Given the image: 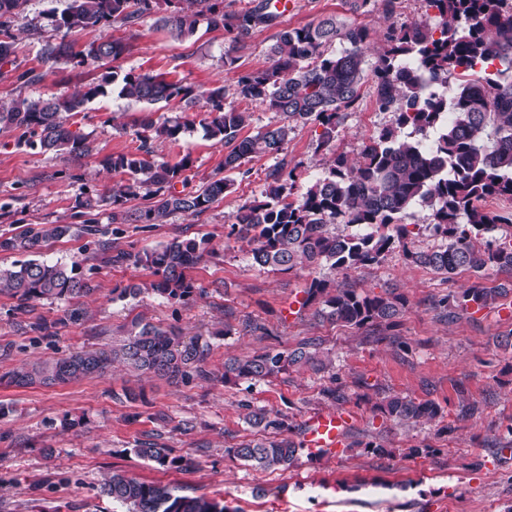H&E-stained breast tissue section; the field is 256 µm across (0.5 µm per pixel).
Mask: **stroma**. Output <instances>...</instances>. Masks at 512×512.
Masks as SVG:
<instances>
[{"label":"stroma","mask_w":512,"mask_h":512,"mask_svg":"<svg viewBox=\"0 0 512 512\" xmlns=\"http://www.w3.org/2000/svg\"><path fill=\"white\" fill-rule=\"evenodd\" d=\"M296 2L278 27L254 31L232 70L223 63L228 45L223 31L202 29L192 38L174 39L155 24L166 12L162 2L138 33L115 22L66 38L79 47L103 39L126 41L129 49L120 60L126 70L202 90L223 83L225 106L249 113L243 133L251 136L278 117L265 105L239 98L234 89L241 73L268 65L277 28L301 27L328 15L365 26L372 34L366 55L371 68L383 46V28L410 23L423 9L421 0H397L387 16L379 5L353 13L343 0ZM66 5L67 0H28L15 21L13 61L0 67V102L66 96L100 76L93 65H50L41 59L44 42L63 38L45 14ZM29 70L40 73L41 81L24 82L21 75ZM375 90L372 77H365L356 107L346 112L328 146L319 144L321 126H298L283 156L249 159L247 176L237 178L233 192L201 215L176 213L162 224H115L111 205L101 208L104 239L116 251L135 253L176 237H208L209 256L189 272L198 289L192 298L168 300L151 292L120 297L119 289L151 275L128 263H111L103 253L90 272L95 293L73 304L84 312L78 321L65 319L68 302L39 300L25 315L14 298L0 295V375L38 360L111 348L139 321L179 329L186 337L203 336L212 345L213 368L230 356L292 349L303 342L316 343L332 366L321 372L293 368L270 381L235 385H171L153 376L131 377L120 367L54 387L2 383L0 512H128L100 493L104 477L114 471L167 484L181 494L221 500L230 512H512V341L507 338L512 293L449 320L432 302L477 282L470 272H458L446 283L429 269L406 264L398 250L346 273L259 270L251 265L247 245L229 234L238 209L260 197L278 159L294 169L299 195L323 175L325 158L336 152L357 156L363 141L391 125V114L374 107ZM143 115L142 106L113 93L69 117V128L87 135L94 146L93 154L78 160L19 147L14 135L0 134V233H17L30 224L77 223L79 197L111 195L124 176L101 170L100 162L135 150ZM224 153L197 126L178 143H156L154 158L173 165L190 157L187 175L195 190L222 167ZM317 274L362 293L397 289L408 305L391 325L357 328L315 320L300 302ZM511 281L512 272L492 271L478 282L494 288ZM40 317L53 322L52 338H39L31 330ZM251 321L264 324L265 332L247 331ZM332 385L339 399L324 396V388ZM129 386L138 392L137 400L124 398ZM393 395L433 401L443 417L415 427L397 424L379 410ZM245 401L283 412L298 432L325 410H348L352 419L335 452L305 449L292 466L263 470L227 453L263 436L246 423ZM65 417L85 423L65 430L60 426ZM143 440L167 445L187 459V466L163 470L146 464L132 452ZM369 442L395 449V457L367 453Z\"/></svg>","instance_id":"stroma-1"}]
</instances>
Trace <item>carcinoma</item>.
Returning a JSON list of instances; mask_svg holds the SVG:
<instances>
[{
    "label": "carcinoma",
    "mask_w": 512,
    "mask_h": 512,
    "mask_svg": "<svg viewBox=\"0 0 512 512\" xmlns=\"http://www.w3.org/2000/svg\"><path fill=\"white\" fill-rule=\"evenodd\" d=\"M439 22L433 28L387 27L384 47L373 69L375 108L390 112L394 123L370 136L355 159L336 153L323 177L297 199L294 171L284 166L267 176L262 199L243 205L235 215L230 234L248 243L251 265L261 270L289 272L296 267L350 271L379 263L395 248L406 261L424 267L449 282L460 270L480 277L490 271L512 270V242L486 236L498 224H512V214L486 211L480 202L490 196L512 199V14L503 11L506 0H423ZM27 0H0V67L11 62L15 35L13 22ZM168 13L159 22L177 39L196 35L201 27L222 29L228 46L224 68L232 69L254 30L276 24L270 0H257L251 8L229 11L224 0H164ZM158 0H69L61 11L49 14L56 30L106 27L120 21L139 26ZM341 49L332 52L334 44ZM369 32L364 26L344 23L333 16L305 26L285 28L274 35L268 49L270 64L239 77V98L265 105L280 115L253 136H241L249 113L224 107L225 89L216 85L205 91L160 75L107 70L67 97L32 100L18 97L0 104V132L15 134L18 146H39L44 152L77 160L92 152L91 142L66 125V117L86 109L92 100L111 88L130 103L144 107L173 100L175 113L154 120L141 119L135 151L107 157L101 166L127 176L112 187V223L163 224L173 213L199 216L224 194L235 180L214 176L195 191H178L186 184L189 158L175 165L146 159L152 142H176L182 133L199 124L205 136L224 146L223 170L242 171L254 155L284 151L295 128L308 123L322 126L320 145L335 137L344 112L360 98ZM128 50L120 40L93 41L77 50L70 43L47 42L41 56L47 62L65 61L104 66L120 60ZM426 135L439 131L434 147L402 136V129ZM130 196L145 206L137 211L120 209ZM107 197H86L76 202L79 227L71 224H35L19 233L0 235V253L29 256L25 261L0 265V293L17 301L27 314L37 300L87 297L97 285L82 272L81 264L69 265L39 259L41 248L68 235L98 234L96 210ZM415 205L431 211L426 225L444 242L421 249L409 244L410 231L402 218ZM354 227L338 232L336 226ZM210 254L206 238H176L142 252L120 251L114 263H129L151 272L148 283L132 284L120 295L135 298L145 290L171 300H187L196 294L188 271ZM512 290L473 284L450 290L433 306L454 316V311L485 308ZM407 306L406 297L388 290L383 295L339 287L324 278H313L305 290L301 308L322 321L354 327L390 323ZM211 345L200 336L184 339L174 329L137 323L120 344L109 350H82L50 362L36 363L0 376V382L24 388L34 384L55 386L103 375L114 362L172 384L193 380L236 384L278 377L295 366L324 371L328 356L305 343L293 350L265 351L240 358L229 357L222 368L208 367ZM246 420L270 437L228 449V453L264 470L291 466L304 443L281 412L244 405ZM381 412L401 424L435 422L441 408L432 401L394 396L380 405ZM132 451L162 469L178 468L184 459L155 441H138ZM100 492L125 505L129 512H226L224 503L202 496L180 495L160 483L146 482L120 472L108 474Z\"/></svg>",
    "instance_id": "carcinoma-1"
}]
</instances>
